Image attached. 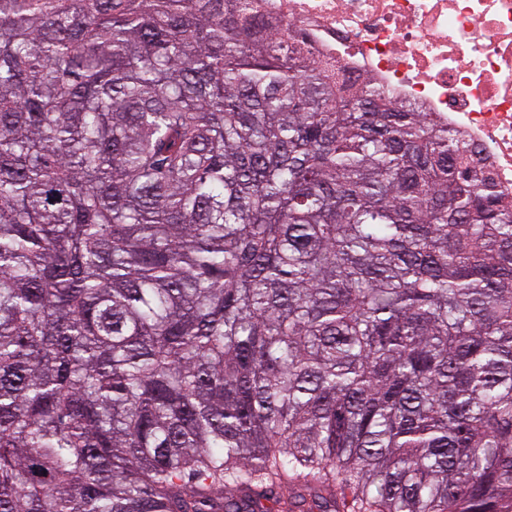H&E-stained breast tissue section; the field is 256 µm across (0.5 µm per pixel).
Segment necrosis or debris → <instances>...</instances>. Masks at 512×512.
<instances>
[{
    "instance_id": "1",
    "label": "necrosis or debris",
    "mask_w": 512,
    "mask_h": 512,
    "mask_svg": "<svg viewBox=\"0 0 512 512\" xmlns=\"http://www.w3.org/2000/svg\"><path fill=\"white\" fill-rule=\"evenodd\" d=\"M267 32L292 27L297 47L340 84L359 79L429 113L512 199V0H257Z\"/></svg>"
}]
</instances>
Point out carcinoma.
I'll use <instances>...</instances> for the list:
<instances>
[{"label": "carcinoma", "mask_w": 512, "mask_h": 512, "mask_svg": "<svg viewBox=\"0 0 512 512\" xmlns=\"http://www.w3.org/2000/svg\"><path fill=\"white\" fill-rule=\"evenodd\" d=\"M253 0H0V512H512V203Z\"/></svg>", "instance_id": "cac0c4a2"}]
</instances>
